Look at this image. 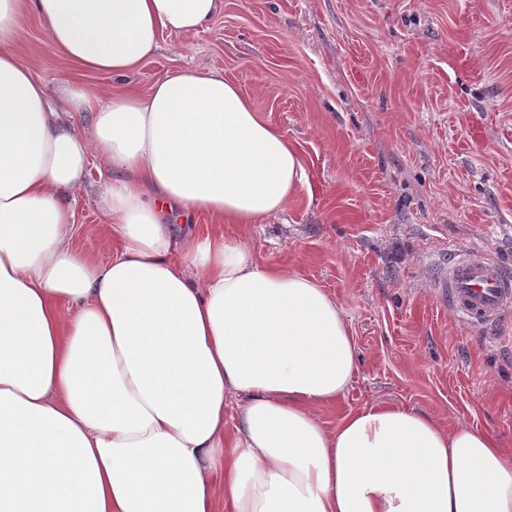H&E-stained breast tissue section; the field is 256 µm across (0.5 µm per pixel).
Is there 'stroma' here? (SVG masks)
<instances>
[{
	"label": "stroma",
	"mask_w": 512,
	"mask_h": 512,
	"mask_svg": "<svg viewBox=\"0 0 512 512\" xmlns=\"http://www.w3.org/2000/svg\"><path fill=\"white\" fill-rule=\"evenodd\" d=\"M13 51L40 80L67 72L106 91L223 71L304 168L247 244L315 280L352 325L358 372L320 410L326 427L389 403L512 448V317L469 328L429 279L452 247L512 268V0H222L208 29L162 34L125 80L74 68L35 19ZM103 221L80 196L75 244L97 262L117 246Z\"/></svg>",
	"instance_id": "1"
}]
</instances>
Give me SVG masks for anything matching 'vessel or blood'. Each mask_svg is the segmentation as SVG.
Here are the masks:
<instances>
[{"label": "vessel or blood", "instance_id": "b4317fda", "mask_svg": "<svg viewBox=\"0 0 512 512\" xmlns=\"http://www.w3.org/2000/svg\"><path fill=\"white\" fill-rule=\"evenodd\" d=\"M433 284L438 301L472 327H495L512 316V272L487 251L449 253Z\"/></svg>", "mask_w": 512, "mask_h": 512}]
</instances>
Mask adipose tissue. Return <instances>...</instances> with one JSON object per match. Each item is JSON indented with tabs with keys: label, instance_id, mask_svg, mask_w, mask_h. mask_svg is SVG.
Returning a JSON list of instances; mask_svg holds the SVG:
<instances>
[{
	"label": "adipose tissue",
	"instance_id": "obj_1",
	"mask_svg": "<svg viewBox=\"0 0 512 512\" xmlns=\"http://www.w3.org/2000/svg\"><path fill=\"white\" fill-rule=\"evenodd\" d=\"M219 7L0 0V512H512L491 434L388 404L324 426L355 338L333 295L244 240L303 166L223 71L106 95L48 87L12 50L35 18L122 78ZM92 189L119 241L105 264L74 244ZM197 214L224 231L196 236Z\"/></svg>",
	"mask_w": 512,
	"mask_h": 512
}]
</instances>
